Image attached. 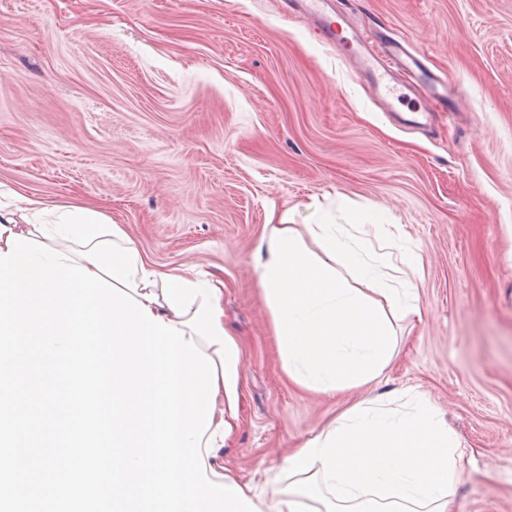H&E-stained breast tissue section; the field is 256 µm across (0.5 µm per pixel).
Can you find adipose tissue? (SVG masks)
I'll return each instance as SVG.
<instances>
[{
    "mask_svg": "<svg viewBox=\"0 0 512 512\" xmlns=\"http://www.w3.org/2000/svg\"><path fill=\"white\" fill-rule=\"evenodd\" d=\"M46 225L42 200L0 202V251L9 234L46 243L142 301L154 316L190 333L218 368L216 405L222 416L206 432L201 451L211 481L234 484L219 454L235 430L241 405V351L224 328V283L195 279L185 266L162 269L104 211L55 206ZM323 257L305 250L297 229L265 224L257 251L258 287L273 315L290 382L316 391L373 387L392 355L391 317L412 312L414 288H394L390 254L370 257L337 237L332 224H315ZM347 266L355 285L336 274ZM390 393L349 407L329 432L305 440L289 455V471L311 474L329 497L322 512H450L459 444L426 400L410 410Z\"/></svg>",
    "mask_w": 512,
    "mask_h": 512,
    "instance_id": "obj_1",
    "label": "adipose tissue"
}]
</instances>
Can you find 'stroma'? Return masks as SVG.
Returning a JSON list of instances; mask_svg holds the SVG:
<instances>
[{
	"mask_svg": "<svg viewBox=\"0 0 512 512\" xmlns=\"http://www.w3.org/2000/svg\"><path fill=\"white\" fill-rule=\"evenodd\" d=\"M390 28L457 107L414 129L281 0H0V188L85 205L157 264L224 280L242 352L219 458L266 500L285 460L367 388L309 392L282 368L257 289L269 215L422 258L381 391L423 395L460 442L452 512H512V0H337ZM371 209L383 228L354 223Z\"/></svg>",
	"mask_w": 512,
	"mask_h": 512,
	"instance_id": "35a3bbf8",
	"label": "stroma"
}]
</instances>
